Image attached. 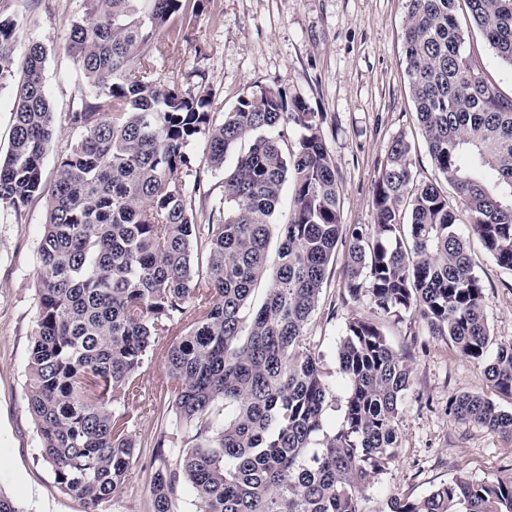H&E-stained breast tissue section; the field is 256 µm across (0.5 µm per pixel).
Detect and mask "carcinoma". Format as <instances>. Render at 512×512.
I'll return each mask as SVG.
<instances>
[{"mask_svg": "<svg viewBox=\"0 0 512 512\" xmlns=\"http://www.w3.org/2000/svg\"><path fill=\"white\" fill-rule=\"evenodd\" d=\"M86 0L67 51L90 101L71 113L79 131L43 178L52 141L44 81L47 48L23 42L0 17V88L15 86L10 144L0 157V213L41 196L38 316L28 356V411L55 484L88 512L124 493L138 448L128 423L145 409L141 375L156 338L189 320L165 355L179 449L155 471L152 512H176L184 488L198 512H360L359 503L400 447L413 368L378 325L354 318L338 348L349 387L343 421L322 439L333 395L321 355L305 343L330 264L347 247L343 288L377 314H409L485 365L512 398V341L488 357L485 295L469 241L438 183L419 182L411 145L393 139L373 188L376 221L341 223L336 165L320 117L300 98L264 87L216 122L209 94L151 77L159 45L186 40L187 2ZM459 0H405L404 51L418 124L471 230L512 273V96L489 83L456 22ZM496 56L512 66V0H465ZM300 130L298 146L275 131ZM224 171V198L194 220L200 190L191 142ZM247 149L225 169L227 153ZM193 178L187 188L186 178ZM293 207L268 274L270 226L283 187ZM263 287L260 305L251 308ZM448 416L512 437V410L476 394L448 398ZM389 512H512V476L457 475Z\"/></svg>", "mask_w": 512, "mask_h": 512, "instance_id": "carcinoma-1", "label": "carcinoma"}]
</instances>
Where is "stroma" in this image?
<instances>
[{"mask_svg": "<svg viewBox=\"0 0 512 512\" xmlns=\"http://www.w3.org/2000/svg\"><path fill=\"white\" fill-rule=\"evenodd\" d=\"M85 0H0V16L21 21L25 39L47 48L46 88L53 107L54 138L43 160V176L53 180L57 159L76 137L71 112L88 97L85 79L66 52L72 25L82 17ZM457 22L466 48L484 77L512 95V66L502 62L473 25L466 4H458ZM404 0H204V9L188 16V35L178 50L157 55L154 78L180 81L191 91L209 92L215 114L231 111L246 91L279 87L306 100L320 113L321 133L336 165L341 221H375L373 188L386 163L392 140L412 146L417 180L440 175L422 144L411 97L404 54ZM188 151L199 161L206 190L197 197L198 223L209 220L213 203L224 195V173L202 164L204 144ZM47 211L36 197L20 215L0 217V491L22 512H85L84 503L63 493L42 460L27 410L28 351L37 311V249ZM484 288L491 332L512 341V274L497 266L479 241L471 243ZM344 252H337L319 306L308 330L311 345L323 354V371L333 401L323 430L340 425L348 389L337 364V348L352 318L371 317L368 301L349 300L343 289ZM382 331L392 348L413 367V385L402 407L401 445L387 473L379 476L361 502L362 512H387L390 497L420 498L461 474L480 480L512 473V438L451 419L450 396L475 393L512 409L498 396L483 365L462 356L448 340L431 335L416 317H385ZM167 339L145 371L142 399L150 413L134 416L129 429L140 453L125 493L105 512H152L150 484L156 469L155 442L172 414L161 400L167 381Z\"/></svg>", "mask_w": 512, "mask_h": 512, "instance_id": "1", "label": "stroma"}]
</instances>
